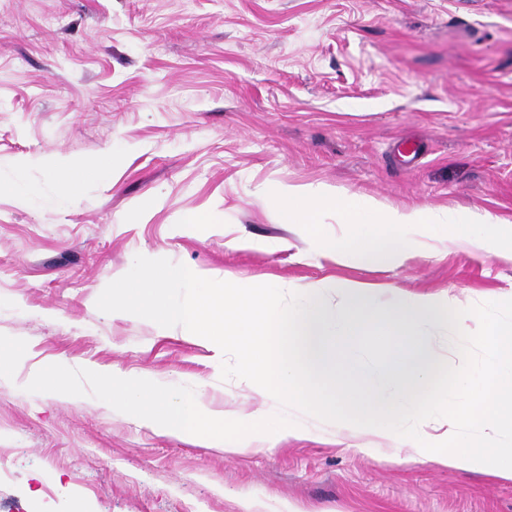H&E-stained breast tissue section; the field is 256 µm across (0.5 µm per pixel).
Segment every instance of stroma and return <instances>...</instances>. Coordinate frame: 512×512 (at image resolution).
Instances as JSON below:
<instances>
[{
	"label": "stroma",
	"instance_id": "stroma-1",
	"mask_svg": "<svg viewBox=\"0 0 512 512\" xmlns=\"http://www.w3.org/2000/svg\"><path fill=\"white\" fill-rule=\"evenodd\" d=\"M107 157L61 194L52 164ZM14 177L37 195L0 191V344L21 353L0 373V512H512V482L283 408L222 379L211 342L96 307L139 254L243 286L512 295V256L446 238L385 271L323 260L269 197L324 185L512 219V0H0V178ZM59 358L70 398L31 380ZM101 365L239 428L266 410L277 443L231 454L141 427L89 376ZM296 424L312 439L279 437Z\"/></svg>",
	"mask_w": 512,
	"mask_h": 512
}]
</instances>
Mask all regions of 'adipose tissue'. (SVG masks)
Here are the masks:
<instances>
[{"instance_id":"ef3b65f1","label":"adipose tissue","mask_w":512,"mask_h":512,"mask_svg":"<svg viewBox=\"0 0 512 512\" xmlns=\"http://www.w3.org/2000/svg\"><path fill=\"white\" fill-rule=\"evenodd\" d=\"M93 374L113 404L132 409L145 428L194 443L219 442L231 452L269 445L262 429L227 430L225 415L152 375L132 379L113 366L94 367Z\"/></svg>"}]
</instances>
